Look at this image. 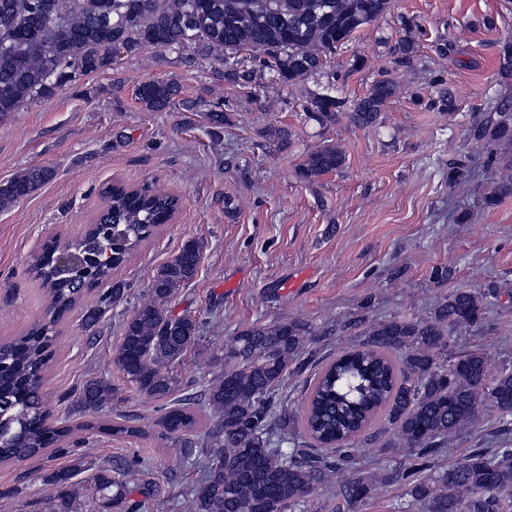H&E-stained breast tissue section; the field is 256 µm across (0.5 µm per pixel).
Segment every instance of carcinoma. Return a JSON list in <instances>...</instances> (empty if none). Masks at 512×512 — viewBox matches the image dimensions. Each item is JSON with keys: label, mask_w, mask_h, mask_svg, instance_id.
<instances>
[{"label": "carcinoma", "mask_w": 512, "mask_h": 512, "mask_svg": "<svg viewBox=\"0 0 512 512\" xmlns=\"http://www.w3.org/2000/svg\"><path fill=\"white\" fill-rule=\"evenodd\" d=\"M391 0H0V120L26 103L54 95L77 77L101 73L123 57L148 47L199 59L224 61L249 54L251 68L228 66L225 81L246 88L259 73L283 84L304 82L322 69L336 49L357 31L376 22ZM397 63H415L412 42L396 49ZM398 92L391 77L375 81L366 95L344 113V101L330 92L307 99L309 118L323 127L347 115L360 128L379 124L381 112ZM135 97L149 112L171 107L194 111L198 102L181 97L173 81H148ZM210 134L218 136L228 120L224 111L206 113ZM477 141L512 140V118L503 114L473 126ZM345 151L324 144L308 153L298 176L314 182L343 168ZM54 177L33 166L0 182V211L13 207ZM100 213L112 224V257L93 274L96 286L112 284L108 300L124 294L112 272L139 246L170 222L179 198L149 186L134 192L103 188ZM77 250L98 248L93 227L67 241ZM46 243L34 268L49 299L48 316L25 333L0 341V462L23 461L55 447L64 449L71 428L50 421L40 379L53 357L57 325L91 286L84 274L56 277ZM203 247L185 242L160 265L149 288L123 324L113 364L136 390L167 401L181 387L172 371L188 351L200 346V321L167 309L175 291L197 274ZM496 297L494 290L460 288L438 301L423 318L354 320L359 340L343 347L317 376L308 395L306 432L301 441L296 412L278 404L285 380L316 363L312 326L291 318L254 324L224 343V370L200 396H189L158 420L170 447L183 459L204 461V477L194 486L190 512H303L309 498L346 473L336 493V512H359L381 487L402 486L395 512H512V444L475 448L446 468L431 460L454 440L476 428L484 415L499 419L512 434V368L489 376L491 355L482 349L456 354L452 333L483 326ZM117 388L106 379L85 381L74 393L82 413L95 414L112 402ZM213 422L204 436L195 429L198 414ZM77 428L109 436L141 438L146 432L124 417L111 423L86 421ZM382 441L380 450L413 452L415 463L377 470L358 461V444ZM132 464L100 467L96 492L106 505L140 512L129 498ZM81 464L45 473L43 481L61 502L60 512H85Z\"/></svg>", "instance_id": "1"}]
</instances>
